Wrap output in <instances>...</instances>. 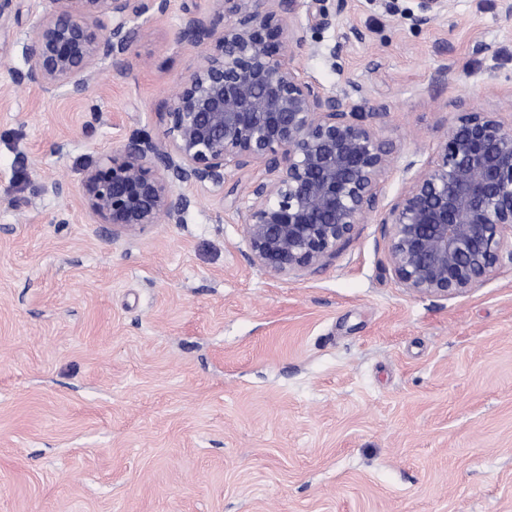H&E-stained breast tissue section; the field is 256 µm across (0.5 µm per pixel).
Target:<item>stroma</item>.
I'll use <instances>...</instances> for the list:
<instances>
[{
    "instance_id": "1",
    "label": "stroma",
    "mask_w": 512,
    "mask_h": 512,
    "mask_svg": "<svg viewBox=\"0 0 512 512\" xmlns=\"http://www.w3.org/2000/svg\"><path fill=\"white\" fill-rule=\"evenodd\" d=\"M18 4L0 26V512H512V262L466 295L420 296L370 222L317 269L271 277L243 236L259 164L227 168L234 201L183 183L185 223L111 235L83 172L162 136L208 51L179 39L204 0H171L135 28L126 69L80 93L14 82L45 7ZM412 7L342 0L290 52L337 95L363 86L357 111L385 107L381 213L436 158L457 103L512 123L500 0H450L421 28Z\"/></svg>"
}]
</instances>
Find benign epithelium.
Returning a JSON list of instances; mask_svg holds the SVG:
<instances>
[{
	"label": "benign epithelium",
	"instance_id": "1",
	"mask_svg": "<svg viewBox=\"0 0 512 512\" xmlns=\"http://www.w3.org/2000/svg\"><path fill=\"white\" fill-rule=\"evenodd\" d=\"M31 26L18 84L82 92L107 65L126 68L135 25L167 14L170 0H45ZM182 18L180 38L213 48L167 101L162 137L133 135L87 168L85 209L112 234L183 224L195 182L224 191V170L256 163L243 224L251 262L276 278L320 266L377 212L390 150L364 113L307 80L289 61L294 24L324 29L325 0H209ZM418 26L449 0H415ZM462 112L437 159L412 178L380 219L396 279L437 298L480 287L512 260V126Z\"/></svg>",
	"mask_w": 512,
	"mask_h": 512
}]
</instances>
